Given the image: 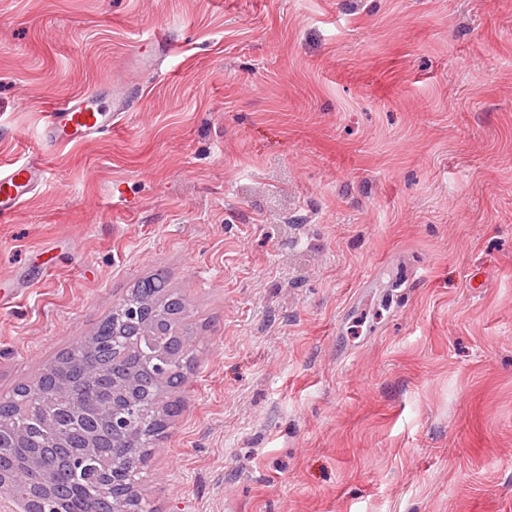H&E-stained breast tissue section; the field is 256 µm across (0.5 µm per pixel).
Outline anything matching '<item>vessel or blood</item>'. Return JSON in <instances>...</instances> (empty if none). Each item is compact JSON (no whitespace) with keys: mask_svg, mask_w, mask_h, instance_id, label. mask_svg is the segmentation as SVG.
Segmentation results:
<instances>
[{"mask_svg":"<svg viewBox=\"0 0 512 512\" xmlns=\"http://www.w3.org/2000/svg\"><path fill=\"white\" fill-rule=\"evenodd\" d=\"M142 58L147 72L158 76L175 44L163 31L136 39L133 43ZM132 92L116 91L112 94V106L105 109L97 105L93 97L80 94L52 112L46 121L41 141L45 147L80 143L110 132L127 112ZM42 180L40 166L33 162L0 165V219L13 216L38 188Z\"/></svg>","mask_w":512,"mask_h":512,"instance_id":"b4317fda","label":"vessel or blood"}]
</instances>
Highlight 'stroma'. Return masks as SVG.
<instances>
[{
    "label": "stroma",
    "mask_w": 512,
    "mask_h": 512,
    "mask_svg": "<svg viewBox=\"0 0 512 512\" xmlns=\"http://www.w3.org/2000/svg\"><path fill=\"white\" fill-rule=\"evenodd\" d=\"M12 160L46 178L0 222V400L139 281L186 304L149 512H512V0H0ZM137 54L144 61V67L153 77L160 76L166 58L170 56L175 44L164 31H155L133 42ZM134 91L113 90L112 108L104 109L87 94L74 96L55 112H51L41 132L47 148L80 143L110 132L127 112Z\"/></svg>",
    "instance_id": "stroma-1"
}]
</instances>
